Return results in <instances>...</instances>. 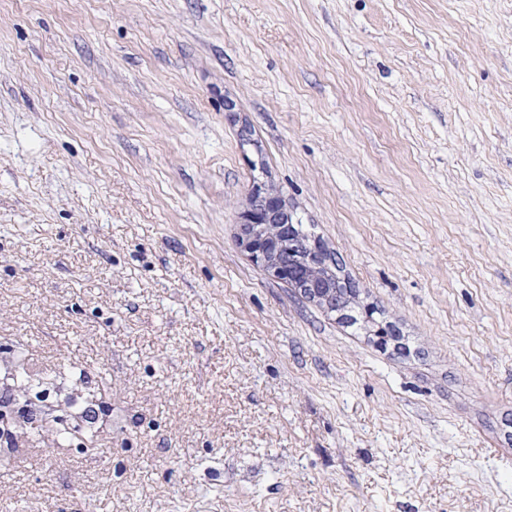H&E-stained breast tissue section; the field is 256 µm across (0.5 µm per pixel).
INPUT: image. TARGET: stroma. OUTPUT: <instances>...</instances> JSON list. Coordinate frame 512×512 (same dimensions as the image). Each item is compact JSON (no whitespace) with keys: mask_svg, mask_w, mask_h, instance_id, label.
Listing matches in <instances>:
<instances>
[{"mask_svg":"<svg viewBox=\"0 0 512 512\" xmlns=\"http://www.w3.org/2000/svg\"><path fill=\"white\" fill-rule=\"evenodd\" d=\"M256 179L396 342L241 249ZM16 348L104 408L0 512H512V0H0Z\"/></svg>","mask_w":512,"mask_h":512,"instance_id":"obj_1","label":"stroma"}]
</instances>
